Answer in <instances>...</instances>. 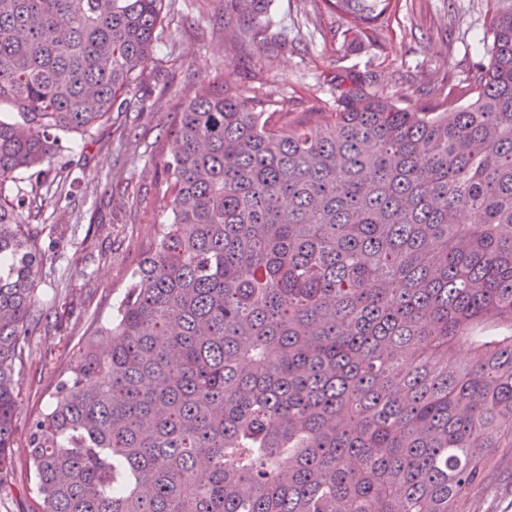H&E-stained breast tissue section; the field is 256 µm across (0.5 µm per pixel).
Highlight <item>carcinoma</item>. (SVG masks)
<instances>
[{"mask_svg":"<svg viewBox=\"0 0 512 512\" xmlns=\"http://www.w3.org/2000/svg\"><path fill=\"white\" fill-rule=\"evenodd\" d=\"M268 2L224 0L214 25L275 57ZM316 2L354 43L401 7ZM494 2L487 60L439 112L350 71L329 119L239 86L179 106L158 242L30 424L32 512H468L512 458V0ZM165 7L0 0V484L46 320L45 165L129 106Z\"/></svg>","mask_w":512,"mask_h":512,"instance_id":"carcinoma-1","label":"carcinoma"}]
</instances>
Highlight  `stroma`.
Segmentation results:
<instances>
[{"label": "stroma", "instance_id": "35a3bbf8", "mask_svg": "<svg viewBox=\"0 0 512 512\" xmlns=\"http://www.w3.org/2000/svg\"><path fill=\"white\" fill-rule=\"evenodd\" d=\"M224 0H169L167 27L149 74L131 97L135 109L113 113L86 140H63L50 173L69 172L71 194L49 199L38 220L39 241L52 258L39 274L38 296L48 326L31 337L21 370L13 448L14 474L0 485V512H31L35 478L27 458L28 424L46 410L57 382L90 333L106 323L132 271L157 241L168 213L163 161L175 150L178 105L210 93L216 83L256 87L264 109L297 116L332 112L327 76L366 71L374 89L397 103L434 105L472 78L484 55L493 0H409L378 22L360 46L336 15L315 0H272L270 17L288 29V49L271 60L258 48H226L211 17ZM120 180L117 196L106 195Z\"/></svg>", "mask_w": 512, "mask_h": 512}]
</instances>
